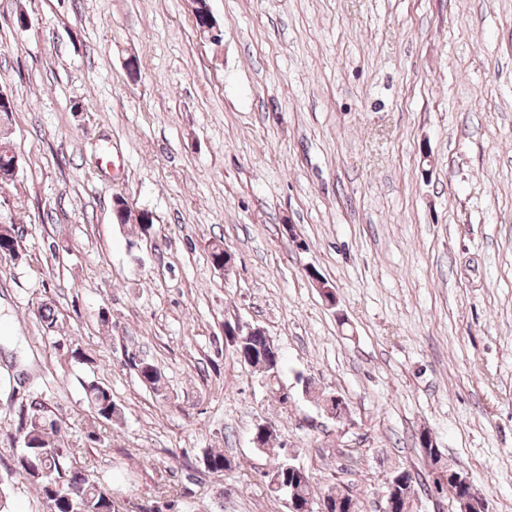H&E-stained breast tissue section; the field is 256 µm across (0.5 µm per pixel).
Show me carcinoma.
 <instances>
[{
    "mask_svg": "<svg viewBox=\"0 0 512 512\" xmlns=\"http://www.w3.org/2000/svg\"><path fill=\"white\" fill-rule=\"evenodd\" d=\"M18 257V241L13 229L0 225V257ZM264 335L242 338L236 343L238 352L258 356L266 352ZM139 378L144 384L157 385L161 373L149 363L138 366ZM84 399L98 419L112 422L120 415L112 402L108 388L94 382L83 386ZM18 426L22 432L20 448L15 455L18 471L40 492L51 512H112V496L98 483L89 479L72 466L66 449L61 445L62 424L54 418L46 404L37 396L28 407L21 408ZM204 469L210 473H223L231 468L230 459L221 450L209 449L202 457ZM278 477L285 492L296 493L299 508H304L308 498L314 495L313 478L303 468L282 460L266 474Z\"/></svg>",
    "mask_w": 512,
    "mask_h": 512,
    "instance_id": "cac0c4a2",
    "label": "carcinoma"
}]
</instances>
